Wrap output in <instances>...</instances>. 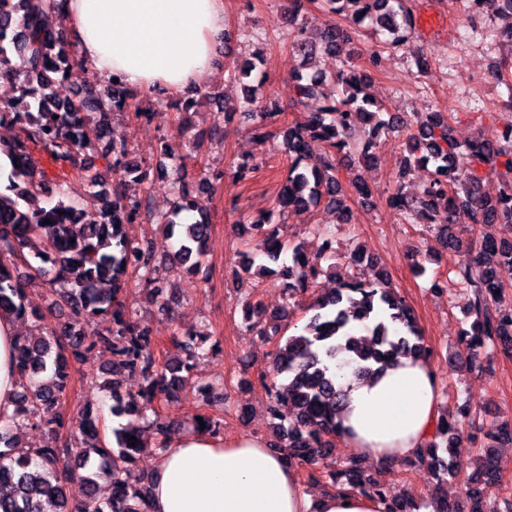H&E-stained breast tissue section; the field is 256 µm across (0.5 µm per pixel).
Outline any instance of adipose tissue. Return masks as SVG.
I'll return each instance as SVG.
<instances>
[{"label":"adipose tissue","instance_id":"adipose-tissue-1","mask_svg":"<svg viewBox=\"0 0 512 512\" xmlns=\"http://www.w3.org/2000/svg\"><path fill=\"white\" fill-rule=\"evenodd\" d=\"M63 19L79 41V62L144 93L171 95L196 85L219 63L224 0H64ZM14 315H0V407L18 389ZM336 377L348 392L344 439L366 460H414L441 417L438 379L425 357L403 358L358 379ZM149 512H383L380 500L331 493L311 500L283 451L258 437L229 441L186 429L158 454L149 475Z\"/></svg>","mask_w":512,"mask_h":512}]
</instances>
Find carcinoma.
<instances>
[{"label":"carcinoma","mask_w":512,"mask_h":512,"mask_svg":"<svg viewBox=\"0 0 512 512\" xmlns=\"http://www.w3.org/2000/svg\"><path fill=\"white\" fill-rule=\"evenodd\" d=\"M62 0H0V72L22 74L17 96L0 101V123L8 120L18 135L0 140V313L20 316L26 308V281L14 275L16 260L31 255L40 277L59 281V297L71 310L72 322L45 328L36 336H21L15 361L21 383L12 412L0 410V512H44L52 504L56 512H147L149 477L134 472L132 464L144 445L137 431L127 425L112 428L109 443L99 417L82 411L79 431L69 443L59 444L65 419L59 401L70 379L69 356L95 350L108 357L104 372L110 391V413L115 418L131 415L141 398H171L193 375L204 357L207 337L187 332L170 339L169 358L156 360L150 334L125 317L124 294L128 275L135 273L145 299L164 307L163 279L155 265L152 243L134 242L126 231L137 206L125 196V179L141 172L145 163L128 152L124 140L111 137V116L128 107L129 91L113 78L109 101L96 87L87 86L73 97L60 99L54 87L69 72L77 55L62 26L51 27L47 17L59 12ZM328 14L346 17L354 26H367L386 36L385 43L400 46L415 28L410 0H322ZM348 40L338 25L321 29L316 43L298 42L306 57L319 55L327 65L319 71L298 74L289 92L308 109L306 120L282 133V150L288 156V172L269 211L249 221L256 249L272 265H281L288 276V298L305 294L324 272L322 263L334 259L333 238L326 236L316 254L307 255L298 244L282 239L273 216L325 203L343 210V187L336 178V153H353L358 165L370 167L386 138L400 132L407 120L379 104L371 91L368 71L336 69L339 47ZM23 65L12 67V57ZM95 123L98 137L112 156L111 180H106L91 161L97 147L82 136L84 122ZM316 145L325 147L322 165L315 172L301 162ZM407 153L404 177L411 166H432L431 178L415 196L397 189L387 204L408 222L429 224L438 232L453 233L454 214L461 205L470 212L472 224H502L512 232V140L496 141L482 136L461 145L451 138L448 113L429 112L416 132L404 142ZM505 159L501 191L494 199L482 196L481 176L474 164L496 167ZM80 180L97 188L94 208L65 193L64 186ZM50 223H44V220ZM164 232L176 245V265L196 272L206 262L210 224L201 198L179 193L169 213L160 219ZM459 283L470 288L473 321L465 335L469 349L499 340L512 351V309L490 312L489 304L512 284V235L485 236L479 251L467 252L453 266ZM314 314L297 334L280 333L284 315L268 313L251 299L244 305V320L264 336L277 337L274 373L262 381L270 395L269 412L280 418V406L293 408L294 418L273 426L275 442L291 465L308 466V480L343 482L350 492L375 496L384 512H414V504L386 484L370 478L357 459L344 470H332L325 462V448L343 437L337 420L346 393L336 382L329 364L342 360L358 377L374 376L401 356H428L413 310L391 287L383 273L373 280L343 279L330 294L311 305ZM102 318L99 338L85 343L79 320ZM366 335L355 333L356 324ZM126 373H138L144 381L136 394L121 393ZM34 409L42 411L39 426L47 441L39 448L18 447V433L27 427ZM462 427L442 415L433 438L420 449L414 463L427 467L437 481L456 477L469 464L452 454ZM136 440L130 442L128 437ZM512 442V424L504 425L483 450L479 471L494 475L497 461L492 445ZM468 505L450 504L437 497L431 512H512V497L503 505L487 506L474 490L467 492Z\"/></svg>","instance_id":"obj_1"}]
</instances>
